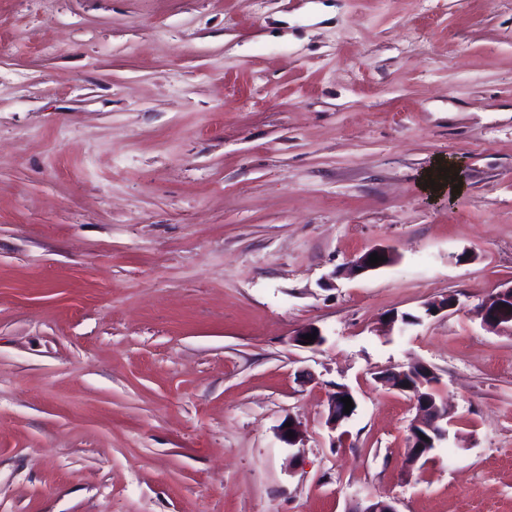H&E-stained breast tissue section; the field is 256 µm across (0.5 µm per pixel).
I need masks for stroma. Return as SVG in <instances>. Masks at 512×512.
Returning a JSON list of instances; mask_svg holds the SVG:
<instances>
[{"mask_svg": "<svg viewBox=\"0 0 512 512\" xmlns=\"http://www.w3.org/2000/svg\"><path fill=\"white\" fill-rule=\"evenodd\" d=\"M510 282L512 0H0V512H512ZM374 252H377L378 256H384L385 261L379 262L378 264H375V266H370L368 260L370 258V255ZM395 260L396 254L392 249L388 247H378L371 249L364 253L363 255L352 260L350 265L348 266V270L352 275H362L386 267L392 264ZM506 304V307H502ZM484 325L492 331L512 334V284L487 296L481 304ZM398 392H411V399L418 410L419 416L415 418L409 428L408 447L414 448L413 458L417 461L427 457L432 451L429 448H438L440 441L448 439V411L441 402L435 398L437 394L431 382L429 394H423L414 388H402L388 384ZM424 434L427 440L420 437ZM350 397L353 402V408L349 414L343 413L345 404L341 402V398ZM358 406L353 392L346 386L336 387L332 385V392L328 396V413L325 424L331 432L336 430L346 421H348L356 412Z\"/></svg>", "mask_w": 512, "mask_h": 512, "instance_id": "35a3bbf8", "label": "stroma"}]
</instances>
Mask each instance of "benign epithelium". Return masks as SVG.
<instances>
[{
	"label": "benign epithelium",
	"mask_w": 512,
	"mask_h": 512,
	"mask_svg": "<svg viewBox=\"0 0 512 512\" xmlns=\"http://www.w3.org/2000/svg\"><path fill=\"white\" fill-rule=\"evenodd\" d=\"M385 258V261L374 266L369 265L368 260L372 253ZM396 260L395 252L388 247H378L369 250L363 255L352 260L348 270L352 275H362L378 270L392 264ZM457 306V300L442 299L423 305L424 315L436 316L442 312L453 310ZM484 325L496 332L512 334V284L487 296L481 304ZM316 333V339L307 341L302 339L306 334ZM326 341L322 330L309 324L301 328L293 338L298 346L316 350ZM411 399L418 410L419 416L415 418L409 428L408 445L414 449L413 458L420 460L430 454V449L439 446L440 441L448 438V411L444 405L435 398L436 391L429 388L424 394L418 390L410 389ZM343 397H354L353 392L346 386L332 387L328 396V413L325 424L330 431H336L344 422L348 421L355 410L344 413L345 404L341 402Z\"/></svg>",
	"instance_id": "obj_1"
}]
</instances>
